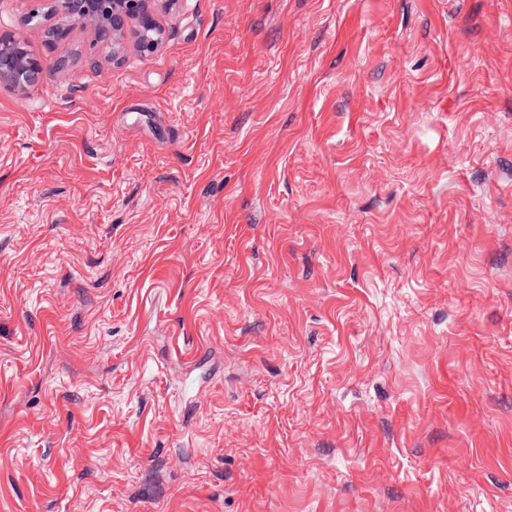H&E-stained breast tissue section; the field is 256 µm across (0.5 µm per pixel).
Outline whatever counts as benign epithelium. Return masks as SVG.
Listing matches in <instances>:
<instances>
[{"instance_id": "benign-epithelium-1", "label": "benign epithelium", "mask_w": 512, "mask_h": 512, "mask_svg": "<svg viewBox=\"0 0 512 512\" xmlns=\"http://www.w3.org/2000/svg\"><path fill=\"white\" fill-rule=\"evenodd\" d=\"M178 0H60L62 10L74 20L92 25L100 41L112 45V62L123 59V39L129 22L140 27L139 48L152 51L159 42L154 12L160 4ZM46 76L44 63L27 46L8 33L0 34V85L22 94Z\"/></svg>"}]
</instances>
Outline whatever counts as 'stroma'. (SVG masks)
I'll list each match as a JSON object with an SVG mask.
<instances>
[{
	"label": "stroma",
	"mask_w": 512,
	"mask_h": 512,
	"mask_svg": "<svg viewBox=\"0 0 512 512\" xmlns=\"http://www.w3.org/2000/svg\"><path fill=\"white\" fill-rule=\"evenodd\" d=\"M156 23L0 0V512H512V0ZM178 0H60L62 10L75 21L92 25L100 41L112 44V61L123 59V39L130 21L140 27L139 48L152 51L159 42L154 12L160 3L172 5ZM46 76L44 63L27 46L8 33L0 34V85L18 94L40 84Z\"/></svg>",
	"instance_id": "stroma-1"
}]
</instances>
